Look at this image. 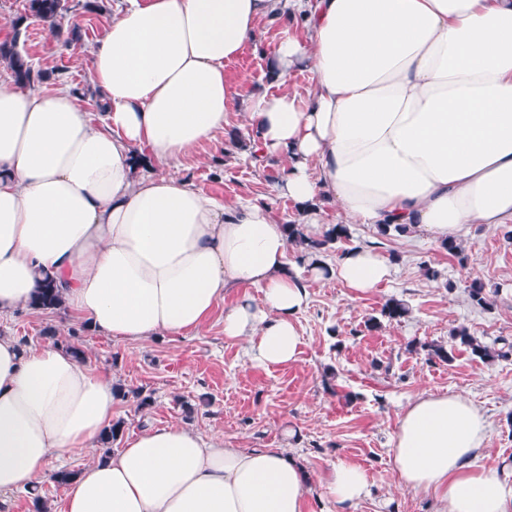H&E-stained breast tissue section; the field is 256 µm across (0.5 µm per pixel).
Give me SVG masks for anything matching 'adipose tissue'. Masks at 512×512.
I'll return each mask as SVG.
<instances>
[{"mask_svg":"<svg viewBox=\"0 0 512 512\" xmlns=\"http://www.w3.org/2000/svg\"><path fill=\"white\" fill-rule=\"evenodd\" d=\"M265 17L282 23L269 58L279 89L244 116L253 153L283 161L275 190L301 223H322L320 198L345 223L440 242L512 222V0H114L90 49L99 126L68 87L0 82V315L31 306L47 280L91 329L130 343L198 333L220 308L225 339L272 366L297 359L310 282L365 293L388 281V259L366 246L290 263L266 206L164 171L223 129L237 94L224 65ZM302 68L304 96L287 87ZM241 284L261 300L224 306ZM115 400L110 377L61 346L0 337V512L35 492L50 458L98 448ZM488 432L463 395L421 391L393 437L400 484L436 512H512V477L477 462ZM326 492L352 512L370 484L340 460ZM308 493L284 449L148 424L84 466L64 512H304Z\"/></svg>","mask_w":512,"mask_h":512,"instance_id":"obj_1","label":"adipose tissue"}]
</instances>
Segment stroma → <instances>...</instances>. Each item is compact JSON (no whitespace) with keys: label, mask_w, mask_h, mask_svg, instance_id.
Returning <instances> with one entry per match:
<instances>
[{"label":"stroma","mask_w":512,"mask_h":512,"mask_svg":"<svg viewBox=\"0 0 512 512\" xmlns=\"http://www.w3.org/2000/svg\"><path fill=\"white\" fill-rule=\"evenodd\" d=\"M62 15L76 20L78 39L54 38L48 23L29 16L27 0H0V29H20V49L45 74L35 89L70 87L95 120L104 103L91 82L89 50L112 21V0H64ZM279 30L277 22H260L257 44L225 65V75L240 91L227 124L213 141L197 146L168 171L190 180L205 196L266 204L276 220L287 223L298 220L299 208L275 191L282 163L253 156L251 131L243 119L250 97L276 89L269 56ZM351 230V241L336 244L330 258L353 245L376 247L394 256L392 279L363 294L336 282L311 283L309 305L298 317L302 345L291 364L244 366L241 343L225 339V307L243 297L261 298L257 288L246 284L226 294L222 308L191 336H159L130 345L90 329L67 309L27 307L0 318V336L39 345L46 341L45 329L55 328L59 340L76 338L87 364L109 374L113 384L150 394L153 403L142 411L134 398L115 401L113 417L124 420V437L145 424H180L223 435L236 448L286 449L310 475L306 512H342L323 487L339 459L363 468L371 485L370 495L353 512H434L432 498L403 489L393 469L392 437L402 408L423 390L460 393L481 407L490 422L480 463L512 474V362L486 364L460 347L448 363L408 345H448L451 329L459 325L488 344L499 337L512 340L508 227L467 225L457 256L418 231L383 237L369 224ZM432 270L437 273L433 279L428 276ZM474 278L495 289L492 307L483 309L470 300L466 286ZM392 298L407 303L409 314L369 327V319L380 317ZM189 404L195 407L190 414L185 411ZM92 458V453L78 452L50 461L38 490L51 512H62L66 492L51 473L81 470Z\"/></svg>","instance_id":"1"}]
</instances>
